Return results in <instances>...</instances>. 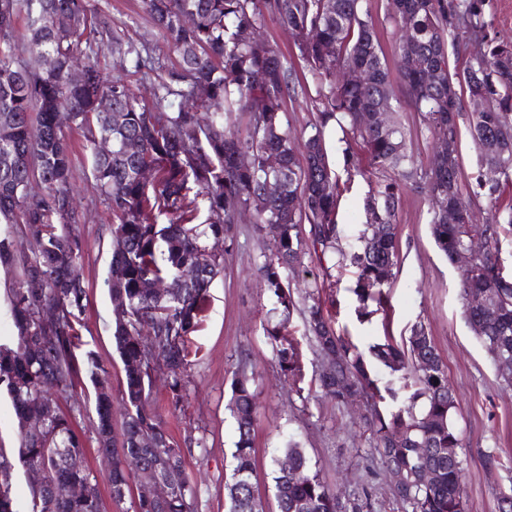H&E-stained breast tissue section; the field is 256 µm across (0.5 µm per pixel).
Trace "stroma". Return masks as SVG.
<instances>
[{
	"label": "stroma",
	"mask_w": 512,
	"mask_h": 512,
	"mask_svg": "<svg viewBox=\"0 0 512 512\" xmlns=\"http://www.w3.org/2000/svg\"><path fill=\"white\" fill-rule=\"evenodd\" d=\"M89 2L112 31L147 45L163 69L177 66V55L145 13L142 0ZM398 116L415 167L428 168L434 143L424 125L407 102H400ZM65 139L76 164L72 185L81 214L76 232L83 244L80 272L88 292L82 341L107 368L112 399L117 402L124 372L113 339L114 313L107 283L113 218L92 176L81 132L66 130ZM325 144L340 181L348 185L337 208V221L343 226L339 247L348 253L359 246L358 233L365 222L363 202L379 177L372 174L366 153L347 145L338 125L326 128ZM430 209L426 192L411 185L402 188L396 215L395 276L384 308L368 317H358L356 312L354 269L326 267L314 252H307L298 272L289 278L296 302L289 330L301 345L308 372H315L320 359L306 335V317L308 293L317 279L327 283L321 294L325 312L361 349L379 342L386 333L402 340L414 324H425L457 399L454 420L462 446L466 510L499 512L500 492L512 490V387L503 382L465 319L461 270L437 249L428 224ZM273 246L271 237L256 232L253 219L234 225L223 245L224 270L211 285L200 326L191 338L199 353L190 372L186 409L171 412L160 384L150 400L166 431L184 446L186 472L197 492L196 512L229 510L225 484L232 472L236 440L229 404L233 375L242 364L252 372L257 393V492L265 512H278L272 460L281 456L291 439L342 501L367 491L372 512H403L393 497L387 471L370 454L371 434L361 411L336 405L317 383L308 380L302 390H295L280 373L276 354L263 335L264 324L274 317L275 303L257 271L263 253ZM91 389L86 380L77 387L83 396L77 431L85 448V463L100 481L102 512H118L107 482L109 466L96 451V415L92 401L86 398ZM188 435L200 438L201 446L184 445ZM489 453L500 456L501 466L488 468L485 456Z\"/></svg>",
	"instance_id": "stroma-1"
}]
</instances>
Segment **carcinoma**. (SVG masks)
I'll return each mask as SVG.
<instances>
[{
	"instance_id": "obj_1",
	"label": "carcinoma",
	"mask_w": 512,
	"mask_h": 512,
	"mask_svg": "<svg viewBox=\"0 0 512 512\" xmlns=\"http://www.w3.org/2000/svg\"><path fill=\"white\" fill-rule=\"evenodd\" d=\"M142 2L180 57L179 66L160 78L149 102L94 64L83 83L70 80L80 56L97 50L144 81L157 71L149 49L106 29L89 0H0V29L6 28L0 33V217L12 225L0 236V265H19L8 296L16 335L0 341V390L10 399L21 434L18 457L0 447V512H16L13 481L19 466L44 472L42 487L29 486L27 512H101L97 477L85 464H68L69 458L84 456V448L75 419L61 403L83 375L94 388L97 451L112 455L113 503L128 500L131 512H194L196 492L183 450L167 436L150 396L161 371L169 408L180 411L187 403L190 336L200 324L214 278L224 269V255L210 253L209 242L229 237L246 210L253 212L258 231L267 224L281 229L276 251L263 255L258 271L278 314L277 321L264 327V335L293 384L303 383L306 373L298 342L288 331L295 307L288 272L302 263L308 243L323 256L336 250L337 263L347 259L357 269L353 293L359 311L370 302L382 304L398 264L396 214L402 183L426 188L433 202L431 234L449 262L456 261L470 233L485 237L482 273L462 274L461 296L466 300L482 294L488 301L482 307L467 304L464 313L469 323L482 326L478 338L494 361L512 360V279L503 276L498 247L501 230L507 226L512 231V207L476 223L462 196L457 151L448 153L439 167L419 170L411 165L400 123L358 122L360 112H376L381 106L395 111L398 88L435 145H457L460 96L448 51L466 57L463 81L469 102L481 106L471 110V133L482 163L500 170L493 182L477 172L472 192L496 199L500 181H512V40L487 37L484 13L492 0H390L395 78L362 0ZM60 13L76 15L80 28L57 30L55 16ZM20 14L25 18L22 29L15 25ZM267 16L292 35L314 84L318 120L304 142L302 163L282 124L287 100L296 93L292 72L276 47L259 48L250 39ZM24 51L44 56L46 67L38 73L24 71L19 59ZM355 70L367 74L366 82L341 78ZM259 74L265 76L261 82L256 81ZM198 88L203 91L199 97ZM106 94L112 96L110 113L96 106ZM66 109L75 113L94 179L116 220L109 286L112 303L126 308L125 319L114 321L113 328L124 371L118 433L107 369L93 352H80L87 290L78 273L82 245L75 233L74 162L57 122ZM235 112L249 116L243 139L226 122ZM332 121L366 152L374 171L396 175L367 197L360 247L349 255L337 250L340 186L324 142ZM106 140L111 143L108 153L101 149ZM129 140L140 142V153L123 151ZM272 155L278 158L277 168L267 164ZM145 166L156 172L151 183L140 176ZM33 180L43 185L37 194L27 191ZM269 180L280 183V193L265 195ZM448 209L464 214L461 223H448ZM24 241L35 246L31 259L17 254ZM188 268L198 271L196 279L183 278ZM320 291L316 287L308 294L314 300L306 319L308 338L323 362L334 360L340 368H322L319 387L338 405L352 394L364 397L371 455L405 476L395 494L404 512H464L456 399L425 326L415 324L401 344L386 336L370 346V354L387 369L381 378L360 347L325 315ZM46 309L56 313L49 326L41 320ZM426 359L434 366L422 371L419 362ZM252 380L242 368L231 382L237 441L231 480L225 485L230 512H263L255 482ZM129 456L145 467H160L172 494L159 502L134 493L135 475L126 468ZM284 456L293 469L285 473L277 464L273 470L279 512H364L371 507L366 491L363 498L343 505L296 442L288 441ZM426 469L434 472L429 483L422 477ZM65 483L86 487L89 497H59L54 488Z\"/></svg>"
}]
</instances>
